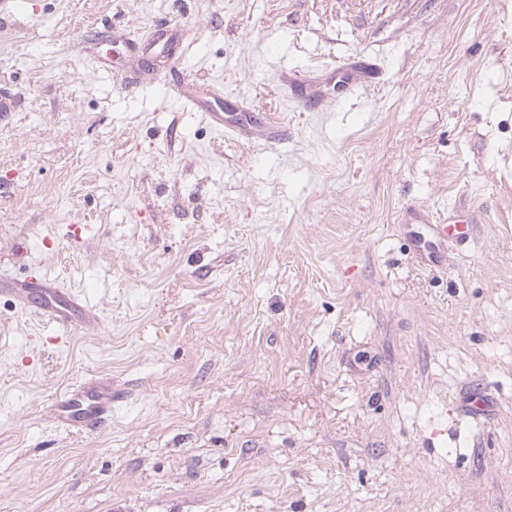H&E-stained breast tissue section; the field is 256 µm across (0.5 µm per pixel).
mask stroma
I'll return each instance as SVG.
<instances>
[{
    "label": "stroma",
    "mask_w": 512,
    "mask_h": 512,
    "mask_svg": "<svg viewBox=\"0 0 512 512\" xmlns=\"http://www.w3.org/2000/svg\"><path fill=\"white\" fill-rule=\"evenodd\" d=\"M288 131L227 140L127 40ZM382 71L350 103L345 69ZM0 512H512V0H0ZM482 220L426 268L409 209ZM111 380L104 428L56 396ZM151 50L157 52L156 57L166 58V65L159 71L158 77L168 80L176 73L177 63L182 56L178 30L173 22H158L154 25L149 36V45ZM0 292L11 294L24 309L35 308L52 321L68 327L86 328L99 321V317L83 309L69 291L41 275L30 276L19 282L2 277Z\"/></svg>",
    "instance_id": "1"
}]
</instances>
